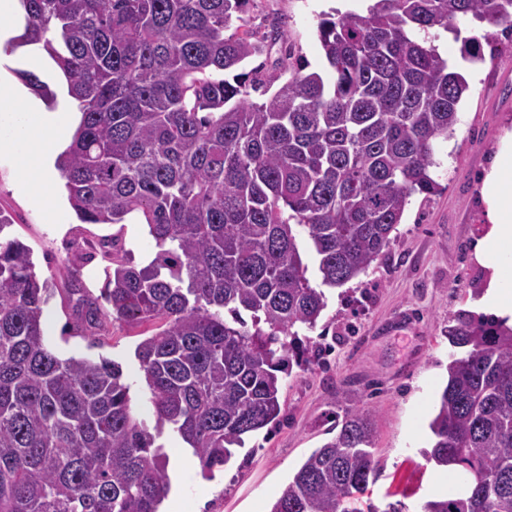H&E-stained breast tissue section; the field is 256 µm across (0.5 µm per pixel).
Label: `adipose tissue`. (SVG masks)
I'll return each mask as SVG.
<instances>
[{
  "instance_id": "ef3b65f1",
  "label": "adipose tissue",
  "mask_w": 512,
  "mask_h": 512,
  "mask_svg": "<svg viewBox=\"0 0 512 512\" xmlns=\"http://www.w3.org/2000/svg\"><path fill=\"white\" fill-rule=\"evenodd\" d=\"M21 0H0V66L22 67L49 77L57 93L47 101L12 79L0 76V154L15 158L23 174L20 190L34 202L60 196L64 181L56 161L80 122L68 82L45 53L15 46L22 32ZM480 198L488 228L475 255L493 273L480 308L512 322V128L502 131L493 159L482 177Z\"/></svg>"
}]
</instances>
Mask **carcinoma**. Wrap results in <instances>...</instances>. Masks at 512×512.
<instances>
[{
  "mask_svg": "<svg viewBox=\"0 0 512 512\" xmlns=\"http://www.w3.org/2000/svg\"><path fill=\"white\" fill-rule=\"evenodd\" d=\"M250 0H22L25 32L65 73L83 119L57 168L84 224L143 217L157 253L137 269L114 256L100 295L66 289L70 330L161 322L137 346L155 425L137 420L119 363L60 358L45 344L53 283L0 213V512H159L171 481L157 439L176 431L208 477L274 423L279 393L315 350L324 288L359 278L389 250L410 197L430 194L435 145L454 133L468 91L429 44L473 17L512 34V0H375L325 17L334 73L278 79L240 67L281 39L246 29ZM234 33L225 35L229 28ZM494 34L464 39L482 58ZM36 95L49 84L16 71ZM305 236L301 248L296 228ZM315 260L312 284L303 250ZM447 383L429 422L427 462L457 469L460 493L420 512H512V327L462 311L448 326ZM377 415L346 413L270 512H406L359 507L378 478Z\"/></svg>",
  "mask_w": 512,
  "mask_h": 512,
  "instance_id": "carcinoma-1",
  "label": "carcinoma"
}]
</instances>
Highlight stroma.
<instances>
[{
    "label": "stroma",
    "instance_id": "stroma-1",
    "mask_svg": "<svg viewBox=\"0 0 512 512\" xmlns=\"http://www.w3.org/2000/svg\"><path fill=\"white\" fill-rule=\"evenodd\" d=\"M370 0H250L245 19L254 32L271 26L284 40L250 58L247 68L275 73L277 65L307 62L332 81L318 36L324 13L365 14ZM435 44L455 65L469 89L458 106L452 137L440 141L432 194H415L407 206L387 254L366 274L327 290V307L309 336L316 360L295 371L280 393L277 423L252 435L224 467L203 477L191 448L171 429L159 438L170 455L169 500L178 512H191L205 496L202 512H270L279 492L306 458L335 436L345 413L360 407L378 418L375 458L379 478L369 498L382 507L390 497L417 512L430 498L452 492L448 469L428 463L432 418L446 384L448 323L463 310L477 311L488 271L474 256V244L487 217L478 201L479 181L512 117V37L496 34L494 49L470 62L454 34L439 32ZM21 174L12 157L0 155V211L10 216L9 236L32 251L38 274L52 278L58 292L45 312L44 340L60 358L102 357L121 364L130 384L135 416L154 425L149 391L135 358L142 329L114 326L101 338L73 334L65 290L83 284L99 292L108 260L101 244L121 235L126 256L143 265L155 255L146 225L133 218L124 225L84 224L77 215L54 223L55 198L34 204L17 187ZM91 262H80L84 253Z\"/></svg>",
    "mask_w": 512,
    "mask_h": 512
}]
</instances>
